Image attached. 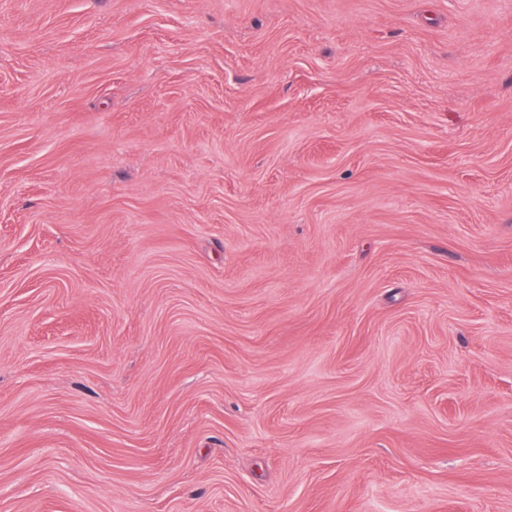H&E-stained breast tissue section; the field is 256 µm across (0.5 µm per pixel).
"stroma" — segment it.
Wrapping results in <instances>:
<instances>
[{
  "mask_svg": "<svg viewBox=\"0 0 512 512\" xmlns=\"http://www.w3.org/2000/svg\"><path fill=\"white\" fill-rule=\"evenodd\" d=\"M0 512H512V0H0Z\"/></svg>",
  "mask_w": 512,
  "mask_h": 512,
  "instance_id": "stroma-1",
  "label": "stroma"
}]
</instances>
